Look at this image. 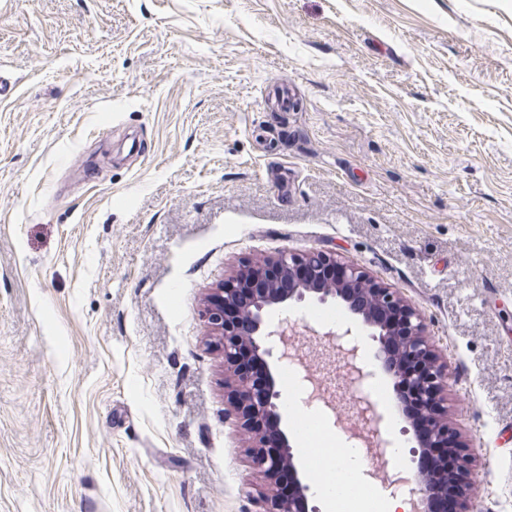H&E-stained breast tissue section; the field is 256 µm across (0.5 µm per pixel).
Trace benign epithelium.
<instances>
[{
	"label": "benign epithelium",
	"instance_id": "1",
	"mask_svg": "<svg viewBox=\"0 0 512 512\" xmlns=\"http://www.w3.org/2000/svg\"><path fill=\"white\" fill-rule=\"evenodd\" d=\"M330 300L340 302L377 342L378 369L393 381L394 405L402 411L408 423L405 432L416 446V466L404 481L414 485L422 512H470L468 455L448 427V370L425 334L419 312L397 289L323 250H283L261 262L246 263L207 297L206 322L228 374L227 414L249 435V466L271 482L270 491L258 496L255 512H310L308 486L283 426L281 390L267 345L281 332L269 315L288 305ZM243 349L252 352L262 368L258 382L239 369ZM336 358L351 378H366L354 363L355 349L338 344ZM353 406L364 423L359 434L364 447L374 456L387 453L389 442L381 432L383 417L377 405L370 397L359 396ZM450 457L455 461L451 470Z\"/></svg>",
	"mask_w": 512,
	"mask_h": 512
}]
</instances>
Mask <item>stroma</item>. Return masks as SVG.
Wrapping results in <instances>:
<instances>
[{
    "label": "stroma",
    "instance_id": "obj_1",
    "mask_svg": "<svg viewBox=\"0 0 512 512\" xmlns=\"http://www.w3.org/2000/svg\"><path fill=\"white\" fill-rule=\"evenodd\" d=\"M0 76V512H253L206 297L313 249L419 311L512 512V0H0Z\"/></svg>",
    "mask_w": 512,
    "mask_h": 512
}]
</instances>
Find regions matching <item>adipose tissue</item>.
Listing matches in <instances>:
<instances>
[{
	"mask_svg": "<svg viewBox=\"0 0 512 512\" xmlns=\"http://www.w3.org/2000/svg\"><path fill=\"white\" fill-rule=\"evenodd\" d=\"M327 442L341 448L342 455L337 463L327 464L328 476L317 487L319 496L326 499L332 512H364L370 484L363 474L360 454L349 448L344 436H328Z\"/></svg>",
	"mask_w": 512,
	"mask_h": 512,
	"instance_id": "ef3b65f1",
	"label": "adipose tissue"
}]
</instances>
